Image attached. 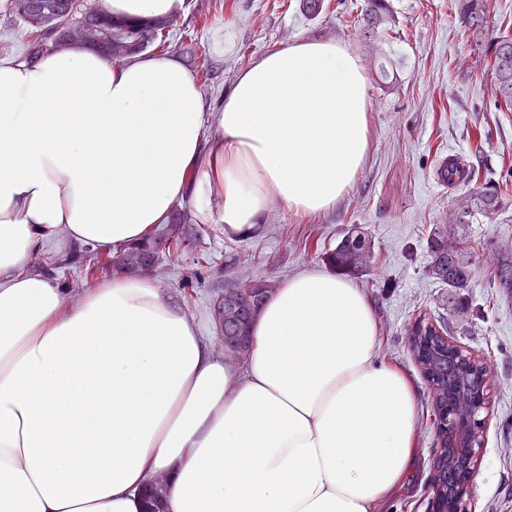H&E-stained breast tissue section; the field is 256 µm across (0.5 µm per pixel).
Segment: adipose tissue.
<instances>
[{
	"label": "adipose tissue",
	"mask_w": 512,
	"mask_h": 512,
	"mask_svg": "<svg viewBox=\"0 0 512 512\" xmlns=\"http://www.w3.org/2000/svg\"><path fill=\"white\" fill-rule=\"evenodd\" d=\"M103 5L174 18L184 0ZM209 109L169 53L0 59V512H142L159 479L163 512H376L414 474V386L376 363L348 281L290 279L240 366L158 282L119 276L70 305L29 270L64 243H138L182 200L238 235L273 201L321 213L364 164L366 78L339 42L259 57L210 134Z\"/></svg>",
	"instance_id": "1"
}]
</instances>
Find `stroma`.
Returning a JSON list of instances; mask_svg holds the SVG:
<instances>
[{
  "label": "stroma",
  "mask_w": 512,
  "mask_h": 512,
  "mask_svg": "<svg viewBox=\"0 0 512 512\" xmlns=\"http://www.w3.org/2000/svg\"><path fill=\"white\" fill-rule=\"evenodd\" d=\"M326 2L310 20L301 0H185L169 50L193 42L204 48L202 65L190 71L207 69L200 85L212 106H220L235 77L266 52L306 38L338 41L367 79L369 144L361 172L331 209L306 215L272 203L263 224L241 236L234 251L217 225H205L209 264L198 268L190 254L167 255L156 279L176 298L192 294L191 312L205 335L214 337L212 299L225 281L246 273L285 283L308 270H325L324 251L361 228L377 263L351 282L374 304L377 359L402 369L417 389L422 457L413 485L391 499L386 512H428L437 440L432 393L407 343V330L418 318L447 323L451 341L490 369V404L477 430L480 453L470 507L512 512V298L492 285L503 251L512 250V196L504 198L494 222L481 220L467 229L476 254L460 312L450 310L448 289L425 273L429 234L465 190L441 182L438 168L455 154L465 164L480 165L484 179L497 182L512 173V111L501 107L479 67V49L467 41L454 0H389L399 32L371 42L357 35L363 0ZM219 24L226 30L220 53L209 36ZM63 253L71 263L54 275L72 303L89 286V258L80 245L65 246Z\"/></svg>",
  "instance_id": "1"
}]
</instances>
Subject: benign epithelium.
<instances>
[{
    "label": "benign epithelium",
    "mask_w": 512,
    "mask_h": 512,
    "mask_svg": "<svg viewBox=\"0 0 512 512\" xmlns=\"http://www.w3.org/2000/svg\"><path fill=\"white\" fill-rule=\"evenodd\" d=\"M487 408L485 388H474L468 395L466 407L459 402L458 387L448 384L443 401V412L448 415V434L440 438L436 460L429 475L433 495L429 512H468L478 456L476 433L472 420ZM448 473L452 493L442 490L438 476Z\"/></svg>",
    "instance_id": "benign-epithelium-1"
}]
</instances>
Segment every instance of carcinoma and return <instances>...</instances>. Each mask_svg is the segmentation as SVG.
Segmentation results:
<instances>
[{
	"label": "carcinoma",
	"mask_w": 512,
	"mask_h": 512,
	"mask_svg": "<svg viewBox=\"0 0 512 512\" xmlns=\"http://www.w3.org/2000/svg\"><path fill=\"white\" fill-rule=\"evenodd\" d=\"M27 0H15V14L26 26L25 38L30 53L44 51L48 35L40 17L24 9ZM48 10L59 16L62 23L80 22L86 28L97 25L112 26V59H127L128 50L144 51L156 44L165 45L174 20L169 18H144L134 23H118L106 17L97 6L81 7L75 0H38ZM456 10L464 23L467 39L481 47L479 63L485 73L491 75L496 94L506 109L512 110V38L502 35L489 36L485 0H456ZM362 27L359 35L370 40L394 30L397 21L387 0H364L361 13ZM480 169L470 167L465 181L469 190L456 199L448 211L447 223L438 225L428 240L430 261L427 276L450 288L454 308L460 306V295L471 287L474 255L462 238L448 233V227L462 228L474 223L480 216L493 222L502 205L503 195L512 192L511 182L493 185L478 183ZM191 216L185 208H175L170 220L158 225L142 244L127 246L118 256L105 259L96 257L91 270L113 266L123 274L136 276L153 275L157 271L159 252L174 254L191 251L196 264L208 263L204 242L195 238L190 227ZM376 257L365 235L347 233L335 249L327 253L326 261L333 267L349 272H366L374 265ZM493 287L512 295V255L502 258L494 274ZM279 288L273 279L253 278L247 274L224 285V295L214 302L215 320L224 324V351L237 359L249 349L248 329L250 322L265 301ZM408 345L411 350H424L421 361L423 372L429 374L432 394L437 396L448 391V381L472 382L477 371H468L448 359L447 351L439 348L440 341L448 335L447 326H437L422 318L408 329Z\"/></svg>",
	"instance_id": "cac0c4a2"
}]
</instances>
